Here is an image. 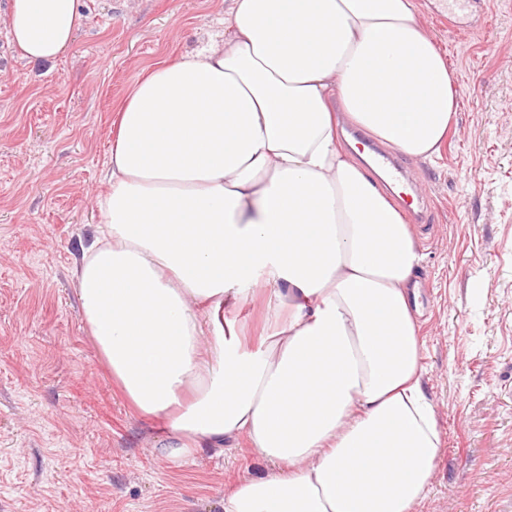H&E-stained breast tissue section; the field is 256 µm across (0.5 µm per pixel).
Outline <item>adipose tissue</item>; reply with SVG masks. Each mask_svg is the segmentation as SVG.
Returning a JSON list of instances; mask_svg holds the SVG:
<instances>
[{
    "mask_svg": "<svg viewBox=\"0 0 512 512\" xmlns=\"http://www.w3.org/2000/svg\"><path fill=\"white\" fill-rule=\"evenodd\" d=\"M7 25L53 63L78 0H10ZM456 105L416 0H229L223 33L145 70L115 113L83 322L163 457L243 440L263 463L223 512H413L426 495L423 257L336 112L429 160Z\"/></svg>",
    "mask_w": 512,
    "mask_h": 512,
    "instance_id": "1",
    "label": "adipose tissue"
}]
</instances>
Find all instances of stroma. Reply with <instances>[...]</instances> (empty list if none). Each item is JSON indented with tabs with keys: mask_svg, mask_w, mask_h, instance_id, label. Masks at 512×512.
<instances>
[{
	"mask_svg": "<svg viewBox=\"0 0 512 512\" xmlns=\"http://www.w3.org/2000/svg\"><path fill=\"white\" fill-rule=\"evenodd\" d=\"M0 0V512H222L259 473L247 446L172 461L116 392L84 330L73 269L99 214L112 116L139 72L204 46L224 0H79L52 64L21 58ZM454 74L439 158L410 174L425 383L442 454L414 512H512V0L486 30L418 0Z\"/></svg>",
	"mask_w": 512,
	"mask_h": 512,
	"instance_id": "obj_1",
	"label": "stroma"
}]
</instances>
